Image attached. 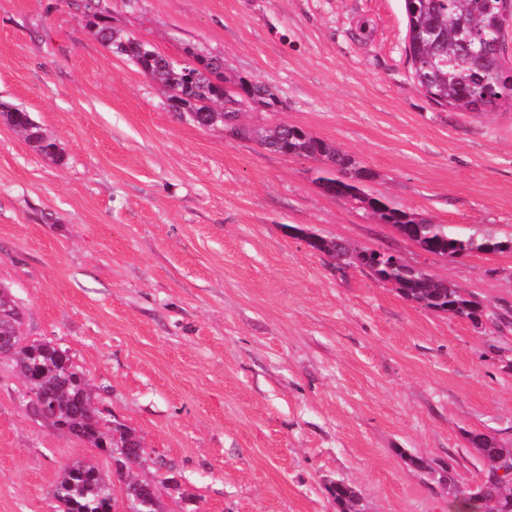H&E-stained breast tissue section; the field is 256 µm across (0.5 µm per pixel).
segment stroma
Masks as SVG:
<instances>
[{"label": "stroma", "instance_id": "obj_1", "mask_svg": "<svg viewBox=\"0 0 512 512\" xmlns=\"http://www.w3.org/2000/svg\"><path fill=\"white\" fill-rule=\"evenodd\" d=\"M106 22L182 63L274 88L243 124L334 143L395 207L512 233V104L437 106L413 83L403 0H100ZM0 283L28 340L66 349L95 403L135 429L178 486L168 512H452L412 459L512 448V252L433 257L326 194L312 161L204 130L112 53L82 0H0ZM398 253L484 303L481 325L403 299L308 246ZM0 358V512H61L62 470L111 457L57 429ZM0 116L6 124L15 130L23 133L26 139L35 144L34 146L45 155L55 156L57 147L54 142L47 140L40 131V128L31 121L28 112L18 108H4ZM465 438L469 444L478 449L483 459L486 460L488 467L484 473V477L488 478L490 475V468H492V463L499 452V448L495 441L485 435L472 433L466 434ZM332 495L336 503V512H360L361 500L348 483L336 484Z\"/></svg>", "mask_w": 512, "mask_h": 512}]
</instances>
